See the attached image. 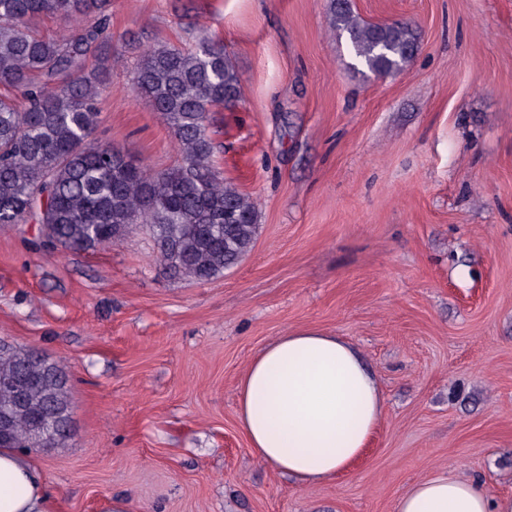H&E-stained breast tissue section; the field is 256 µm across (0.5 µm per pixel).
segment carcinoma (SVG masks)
I'll use <instances>...</instances> for the list:
<instances>
[{"label": "carcinoma", "mask_w": 512, "mask_h": 512, "mask_svg": "<svg viewBox=\"0 0 512 512\" xmlns=\"http://www.w3.org/2000/svg\"><path fill=\"white\" fill-rule=\"evenodd\" d=\"M76 22L60 39L35 34L36 17ZM112 0H0V226L30 217L45 240L69 251L104 247L143 225L163 272L206 283L251 251L258 211L213 161L209 115L241 97L220 41L140 53L133 93L157 112L181 162L153 170L93 141L98 96L112 68ZM330 20L358 65L385 77L416 57L408 24L367 23L349 0H331ZM0 411L12 433L0 448L57 447L71 432L68 379L32 349L0 352Z\"/></svg>", "instance_id": "cac0c4a2"}]
</instances>
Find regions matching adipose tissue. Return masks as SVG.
<instances>
[{"mask_svg": "<svg viewBox=\"0 0 512 512\" xmlns=\"http://www.w3.org/2000/svg\"><path fill=\"white\" fill-rule=\"evenodd\" d=\"M380 384L358 350L318 331L290 333L266 346L238 386V424L253 453L301 484L349 470L384 411ZM39 469L0 448V512H48ZM396 512H512V497H490L448 472L416 483Z\"/></svg>", "mask_w": 512, "mask_h": 512, "instance_id": "obj_1", "label": "adipose tissue"}]
</instances>
